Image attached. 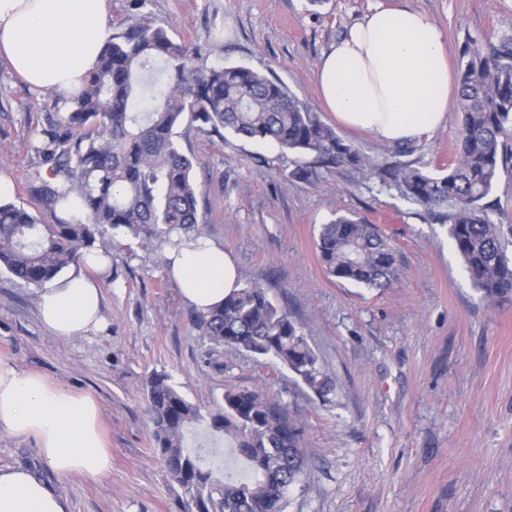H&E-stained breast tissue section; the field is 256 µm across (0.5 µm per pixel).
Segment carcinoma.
Here are the masks:
<instances>
[{
	"mask_svg": "<svg viewBox=\"0 0 512 512\" xmlns=\"http://www.w3.org/2000/svg\"><path fill=\"white\" fill-rule=\"evenodd\" d=\"M196 56L144 16L104 43L69 112L36 147L51 167L29 183L31 206L0 204V268L42 288L78 264L82 251L108 254L107 244L119 234L161 239L172 248L203 237L194 178L199 160L191 145L181 143L193 136L222 138L227 132L269 142L297 156L291 176L306 182L320 166L376 167L283 82L220 61L197 68ZM458 87L461 124L448 172L399 163L381 172L403 200L448 225L473 288L485 300L501 302L512 298V258L502 225L492 218L491 195L501 175L512 173V36L488 47L466 42ZM71 196L81 202L84 219L60 216ZM317 248L326 273L336 279L382 290L399 278L393 245L365 220L339 215L320 225ZM193 325L216 348L279 362L321 398L334 390L300 326L260 281L233 289L222 306L196 313ZM141 394L154 445L183 491L186 512L195 496L208 499L209 512H286L293 490L305 488L303 422L280 399L255 389L224 392L210 426L232 439L230 451L248 462L250 474L221 479L185 446V430L205 417L170 376L152 371Z\"/></svg>",
	"mask_w": 512,
	"mask_h": 512,
	"instance_id": "obj_1",
	"label": "carcinoma"
}]
</instances>
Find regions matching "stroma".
Masks as SVG:
<instances>
[{"label": "stroma", "mask_w": 512, "mask_h": 512, "mask_svg": "<svg viewBox=\"0 0 512 512\" xmlns=\"http://www.w3.org/2000/svg\"><path fill=\"white\" fill-rule=\"evenodd\" d=\"M376 5L427 13L459 58L465 42L512 35V0H147L145 15L202 50L282 80L334 123L316 73L324 54ZM64 108L0 59V174L15 203L42 160L35 150ZM459 115L406 149L340 129L365 155L428 172L448 167ZM195 179L203 232L236 261L240 283L260 278L301 325L335 389L319 398L280 364L204 341L171 276L170 247L116 237L95 276L103 322L63 340L40 321L38 291L0 269V363L41 373L92 395L112 450L99 480L56 476L33 443L0 433V466L32 468L67 498L70 512H184L181 492L154 451L141 399L146 376L166 372L201 412L228 387L260 388L306 423L310 475L287 512H512V301L490 304L473 289L448 229L383 183L378 169L322 168L291 176L294 157L233 136L196 137ZM337 215L381 227L401 278L369 290L327 276L317 229Z\"/></svg>", "instance_id": "obj_1"}]
</instances>
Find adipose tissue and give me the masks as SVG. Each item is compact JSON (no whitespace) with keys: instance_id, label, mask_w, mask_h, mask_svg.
<instances>
[{"instance_id":"ef3b65f1","label":"adipose tissue","mask_w":512,"mask_h":512,"mask_svg":"<svg viewBox=\"0 0 512 512\" xmlns=\"http://www.w3.org/2000/svg\"><path fill=\"white\" fill-rule=\"evenodd\" d=\"M109 8L110 0H0V56L31 87L70 98L97 64ZM318 86L339 123L381 142L432 133L454 93L444 33L418 10L375 7L324 54ZM169 260L182 297L197 311L223 302L237 284L234 260L207 239L171 250ZM37 308L41 322L64 339L102 323L100 292L82 274L50 282ZM0 431L33 440L61 477L97 479L112 468L91 395L1 364ZM67 510L62 494L30 470L0 467V512Z\"/></svg>"}]
</instances>
